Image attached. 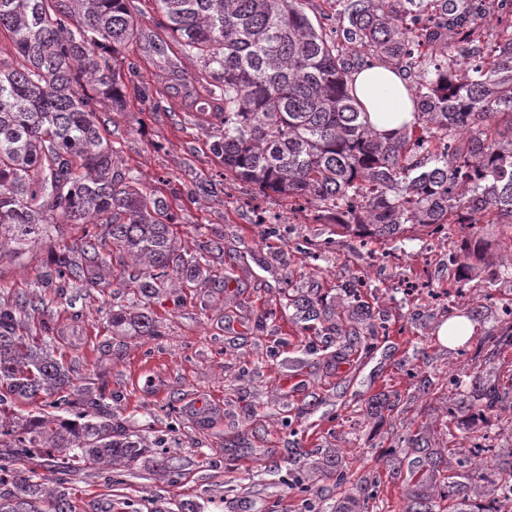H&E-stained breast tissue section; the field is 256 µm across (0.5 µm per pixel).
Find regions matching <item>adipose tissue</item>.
<instances>
[{
	"mask_svg": "<svg viewBox=\"0 0 512 512\" xmlns=\"http://www.w3.org/2000/svg\"><path fill=\"white\" fill-rule=\"evenodd\" d=\"M353 85L378 131L396 132L411 121L413 107L403 77L395 70L383 66L366 68L354 74Z\"/></svg>",
	"mask_w": 512,
	"mask_h": 512,
	"instance_id": "obj_1",
	"label": "adipose tissue"
}]
</instances>
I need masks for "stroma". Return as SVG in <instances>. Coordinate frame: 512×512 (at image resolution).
<instances>
[{
	"label": "stroma",
	"mask_w": 512,
	"mask_h": 512,
	"mask_svg": "<svg viewBox=\"0 0 512 512\" xmlns=\"http://www.w3.org/2000/svg\"><path fill=\"white\" fill-rule=\"evenodd\" d=\"M126 5L141 26L124 50L137 72L126 80L125 111L101 113V124L126 167L166 197L182 244L222 242L210 263L226 289L219 301L190 291L147 301L161 325L154 337L108 327L109 309L130 302L123 289L71 288L51 302L54 342L76 383L115 394L122 421L164 439L174 465L164 473L143 458L77 472L76 512H182L186 503L201 512H304L302 495L288 488L296 473L309 480L314 512H401V490L425 454L447 460L449 449L468 452L481 435L494 438L500 470L512 471V346L488 341L512 306V229L478 226L496 280L475 273L447 298L407 291L419 275L437 288L454 281L448 258L463 254L469 228L448 224L397 249L370 244L225 179L165 16L154 0ZM45 257L40 249L0 262V300L33 292ZM354 287L363 306L350 297ZM301 294L323 298L334 315L302 319L288 304ZM467 308L480 312L471 336L442 344L441 323ZM353 327L355 345L342 335ZM476 368L502 393L487 420L474 418L469 387L448 388L449 375ZM140 372L157 392L139 391ZM416 434L424 451L405 444ZM331 470L346 484L329 479ZM375 479L384 492L361 510L348 486Z\"/></svg>",
	"instance_id": "35a3bbf8"
}]
</instances>
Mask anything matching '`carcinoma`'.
I'll list each match as a JSON object with an SVG mask.
<instances>
[{
    "instance_id": "cac0c4a2",
    "label": "carcinoma",
    "mask_w": 512,
    "mask_h": 512,
    "mask_svg": "<svg viewBox=\"0 0 512 512\" xmlns=\"http://www.w3.org/2000/svg\"><path fill=\"white\" fill-rule=\"evenodd\" d=\"M168 34L196 68L209 149L224 178L264 195L304 199L342 230L396 244L407 229L470 224L494 214L512 227V0H334L346 25L330 35L307 0H154ZM16 64H0V256L49 248L40 291L0 303V512H73L63 475L89 464L135 462L162 441L128 431L93 383L75 385L52 341L49 294L114 285L158 298L186 288L224 293L206 255L174 233L167 200L123 168L92 102L126 109L122 49L138 38L125 0H0V34ZM372 65L404 76L413 120L394 135L375 130L352 74ZM90 224L73 246L53 242L57 224ZM456 282L490 265L471 236ZM118 265H113L112 260ZM303 319L331 317L323 301L290 300ZM40 319L41 337L29 320ZM114 332L161 335L137 304L109 312ZM475 408L496 413L498 387L472 375ZM40 402L36 412L20 405ZM37 458L43 473L16 466ZM429 474L401 494L402 512H434L452 499L459 470ZM481 512H508L512 473L499 472ZM380 482L353 484L364 506Z\"/></svg>"
}]
</instances>
